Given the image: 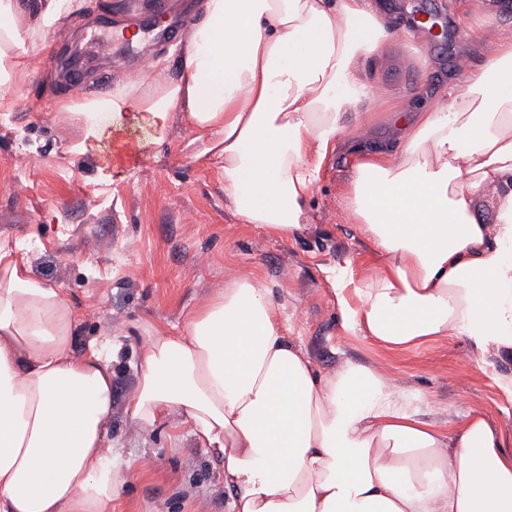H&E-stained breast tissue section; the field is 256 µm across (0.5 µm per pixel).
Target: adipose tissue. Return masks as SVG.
<instances>
[{
  "label": "adipose tissue",
  "instance_id": "ef3b65f1",
  "mask_svg": "<svg viewBox=\"0 0 512 512\" xmlns=\"http://www.w3.org/2000/svg\"><path fill=\"white\" fill-rule=\"evenodd\" d=\"M91 0H0V112L33 83L34 55ZM176 58L106 92L63 96L69 146L108 119L151 114L224 156L238 223L307 231L306 207L338 144L350 157L345 209L369 248L334 292L343 324L391 351L451 336L477 358L512 361V30L489 14L483 60L458 68L434 107L388 110L382 141H344L363 121L392 41L378 0H195ZM369 41L354 39L360 22ZM64 288L0 239V512H112L124 484L112 430V369ZM138 363L124 403L141 431L186 432L224 463V512H512V441L482 412L430 419L386 373L322 371L288 334L285 305L238 275L188 308L172 334L128 323Z\"/></svg>",
  "mask_w": 512,
  "mask_h": 512
}]
</instances>
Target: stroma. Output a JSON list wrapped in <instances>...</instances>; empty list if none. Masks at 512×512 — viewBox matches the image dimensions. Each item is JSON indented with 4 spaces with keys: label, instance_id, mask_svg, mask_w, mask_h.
<instances>
[{
    "label": "stroma",
    "instance_id": "1",
    "mask_svg": "<svg viewBox=\"0 0 512 512\" xmlns=\"http://www.w3.org/2000/svg\"><path fill=\"white\" fill-rule=\"evenodd\" d=\"M392 29L411 28L419 11L436 14L447 37L417 31L396 38L368 107L369 131L380 137L389 92L407 94L411 107L430 106L436 88L462 63L479 64V52L462 53L480 27L488 0H380ZM129 13L125 0L87 15L52 36V55L33 64L48 72L53 89L33 83L19 107L0 115V238L28 248L34 272L84 307L83 341L148 318L170 332L183 324L184 308L223 288L236 272L255 271L284 302L290 334L327 371L344 362L386 365L407 397L424 394L433 419L456 422L466 410L485 412L512 435V399L497 384L512 365L494 357L477 361L463 336L402 352L380 348L342 324L326 270L337 277L360 272L366 249L343 211L350 160L327 159L309 202L312 223L296 238L267 235L237 223L224 202L223 157L201 153L193 134L171 125L158 135L147 113L130 114L82 155L66 153L74 129L54 118V92L91 95L136 74L143 63L166 57L190 18V0H141ZM165 19L168 40L91 44L87 31L147 29ZM77 45L90 74L67 82L59 60ZM136 368L129 353L112 365V445L129 460L130 481L112 512H224V467L188 437L165 429L142 433L128 425L123 399Z\"/></svg>",
    "mask_w": 512,
    "mask_h": 512
}]
</instances>
